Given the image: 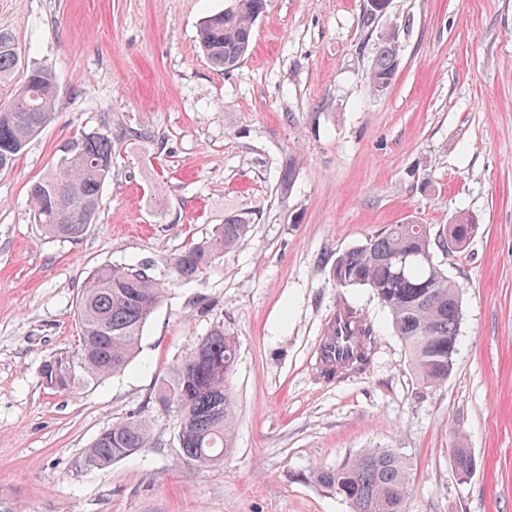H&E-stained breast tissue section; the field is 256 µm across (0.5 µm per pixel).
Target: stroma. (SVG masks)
I'll return each mask as SVG.
<instances>
[{
	"instance_id": "stroma-1",
	"label": "stroma",
	"mask_w": 512,
	"mask_h": 512,
	"mask_svg": "<svg viewBox=\"0 0 512 512\" xmlns=\"http://www.w3.org/2000/svg\"><path fill=\"white\" fill-rule=\"evenodd\" d=\"M229 0H0L29 69L52 66L55 115L0 172V512H350L311 478L366 448L411 464L408 512H512V0H270L230 72L197 42ZM400 66L373 93L376 48ZM112 139L104 207L80 238L45 237L29 187L81 135ZM295 167L281 186L286 164ZM247 240L200 278L169 261L225 217ZM467 217L464 250L436 252L460 286L454 369L416 380L371 291L331 265L391 224L439 231ZM103 264H144L166 283L135 358L58 392L40 370L76 351L78 290ZM373 325L370 362L323 377L337 305ZM238 340L235 446L183 463L160 378L215 326ZM151 421V447L104 468L82 458L103 430ZM477 460L456 474L448 433Z\"/></svg>"
}]
</instances>
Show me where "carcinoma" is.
<instances>
[{
    "mask_svg": "<svg viewBox=\"0 0 512 512\" xmlns=\"http://www.w3.org/2000/svg\"><path fill=\"white\" fill-rule=\"evenodd\" d=\"M231 14L208 16L198 42L208 61L229 72L248 54L255 21L267 11L266 0H236ZM20 54L11 33L0 30V86L19 70ZM400 65L395 36L384 38L370 74L373 90L391 86ZM56 77L48 65L26 72L21 85L0 100V171L53 118ZM112 167V138L84 134L65 151L58 168L29 189L33 220L42 234L57 240L81 237L102 206V191ZM475 225L465 221L434 233L428 224H391L376 237L340 255L333 263L336 285L369 289L388 311L392 328L405 343L418 381L428 387L444 383L454 368L462 320L459 286L434 262V252H460ZM250 220L240 214L224 218L214 235L184 248L170 260L171 275L191 280L206 272L224 251L243 243ZM165 286L143 266L104 264L85 279L76 300L81 348L46 361L43 383L73 392L124 369L160 303ZM355 347L342 366L363 370L374 344L373 328L358 320ZM237 340L218 326L199 339L170 373L157 383L153 403L176 413L182 460L208 467L224 459L235 440L236 396L233 377ZM457 470L475 462L462 435H451ZM152 445L148 422L131 416L103 430L88 448L83 463L103 467ZM320 486L343 497L352 512H407L411 469L397 448H365L333 469H317Z\"/></svg>",
    "mask_w": 512,
    "mask_h": 512,
    "instance_id": "carcinoma-1",
    "label": "carcinoma"
}]
</instances>
